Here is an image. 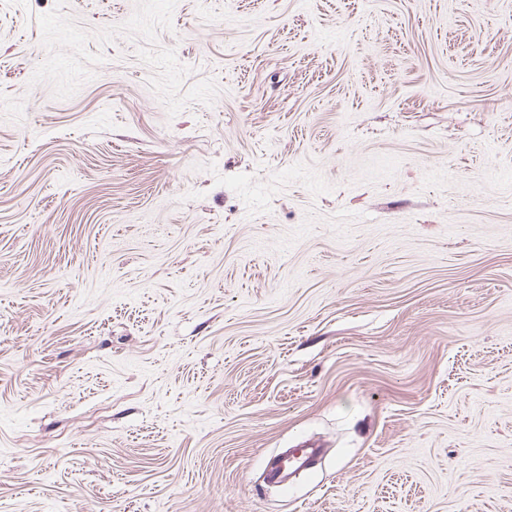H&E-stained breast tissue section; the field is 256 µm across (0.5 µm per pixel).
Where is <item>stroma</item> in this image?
Returning a JSON list of instances; mask_svg holds the SVG:
<instances>
[{
	"label": "stroma",
	"instance_id": "1",
	"mask_svg": "<svg viewBox=\"0 0 512 512\" xmlns=\"http://www.w3.org/2000/svg\"><path fill=\"white\" fill-rule=\"evenodd\" d=\"M0 512H512V0H0Z\"/></svg>",
	"mask_w": 512,
	"mask_h": 512
}]
</instances>
